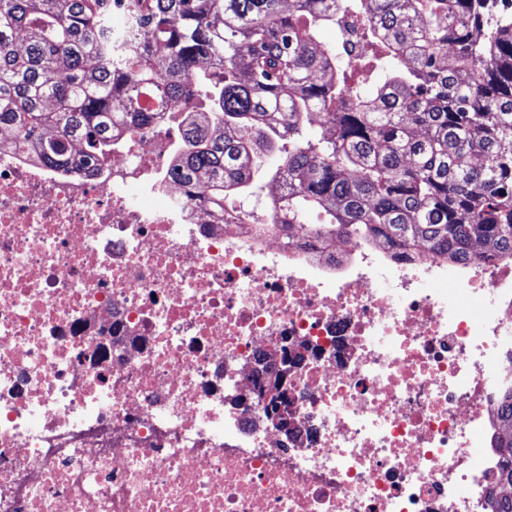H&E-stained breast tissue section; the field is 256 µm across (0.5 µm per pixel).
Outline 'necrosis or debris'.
<instances>
[{"label":"necrosis or debris","instance_id":"obj_1","mask_svg":"<svg viewBox=\"0 0 512 512\" xmlns=\"http://www.w3.org/2000/svg\"><path fill=\"white\" fill-rule=\"evenodd\" d=\"M141 105L98 171L0 132V512H495L512 259L220 223ZM292 350L288 351V346L283 348V354H282V371H281V378L280 382L277 386L270 385L268 388H265L262 391V395L266 396L270 394L273 396L274 402H281L283 403L277 412H270L267 415L268 420L272 424L273 427L279 429L283 434L288 436V433L290 432V423L288 421V415L284 410V407L286 406V402L288 401V396L286 394L285 386L286 381L288 379V364H290L293 361V354Z\"/></svg>","mask_w":512,"mask_h":512}]
</instances>
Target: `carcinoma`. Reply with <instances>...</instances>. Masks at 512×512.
<instances>
[{
	"mask_svg": "<svg viewBox=\"0 0 512 512\" xmlns=\"http://www.w3.org/2000/svg\"><path fill=\"white\" fill-rule=\"evenodd\" d=\"M289 2L0 0V127L50 166L78 140L98 170L114 123L146 124L142 95L193 112L204 96L170 176L216 215L512 258V18L490 0ZM325 25L336 44L316 40ZM348 34L383 83L370 87ZM264 189L260 221L239 201ZM499 419L498 512H512V395Z\"/></svg>",
	"mask_w": 512,
	"mask_h": 512,
	"instance_id": "cac0c4a2",
	"label": "carcinoma"
}]
</instances>
